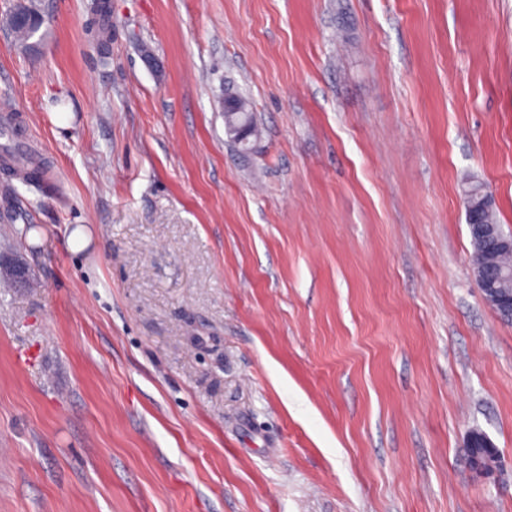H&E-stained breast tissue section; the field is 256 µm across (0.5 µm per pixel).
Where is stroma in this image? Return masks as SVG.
I'll list each match as a JSON object with an SVG mask.
<instances>
[{"label": "stroma", "instance_id": "1", "mask_svg": "<svg viewBox=\"0 0 512 512\" xmlns=\"http://www.w3.org/2000/svg\"><path fill=\"white\" fill-rule=\"evenodd\" d=\"M0 0V512H512V0ZM259 135L230 142L221 101ZM485 433L503 465L473 477ZM479 185L470 188L465 194L466 219L473 246L472 268L477 269L486 267L487 254H489L488 243L480 240L473 233L471 228V220L479 221L478 234L485 240L489 241L492 250L497 249L499 252L493 261V269L512 267V253H502V251H512V234H505L499 227L496 214L495 204L483 205V197L490 201L493 195L490 191H486L485 196L478 192ZM507 278L506 275H498L496 272L494 276L487 277L486 274H481L475 278L477 287L480 289L484 300L493 306L505 305L504 307H496L495 312L499 318L508 324H512V293L503 287L502 283Z\"/></svg>", "mask_w": 512, "mask_h": 512}]
</instances>
